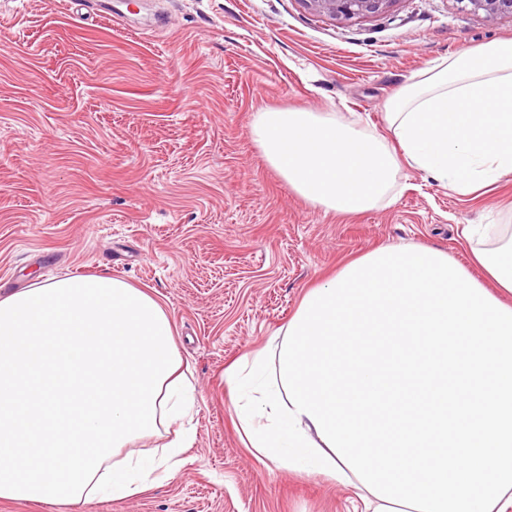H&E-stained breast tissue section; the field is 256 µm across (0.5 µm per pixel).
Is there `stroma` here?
I'll return each instance as SVG.
<instances>
[{
    "instance_id": "35a3bbf8",
    "label": "stroma",
    "mask_w": 512,
    "mask_h": 512,
    "mask_svg": "<svg viewBox=\"0 0 512 512\" xmlns=\"http://www.w3.org/2000/svg\"><path fill=\"white\" fill-rule=\"evenodd\" d=\"M0 0V293L108 275L168 314L196 387L176 478L78 512H348L322 476L262 464L224 372L287 324L303 294L385 243L467 261L465 224L512 225V177L460 196L412 169L394 203L313 207L251 136L256 112H337L384 133L415 72L512 38L457 0H397L338 23L302 0Z\"/></svg>"
}]
</instances>
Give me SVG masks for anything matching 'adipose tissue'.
<instances>
[{"label":"adipose tissue","instance_id":"adipose-tissue-1","mask_svg":"<svg viewBox=\"0 0 512 512\" xmlns=\"http://www.w3.org/2000/svg\"><path fill=\"white\" fill-rule=\"evenodd\" d=\"M382 110L384 136L302 110L257 112L252 136L326 212L376 208L405 166L470 194L512 176V39L437 60ZM462 235L465 264L394 245L345 263L225 371L259 462L352 489V512H512V228ZM182 365L166 312L125 280L0 296V499L75 506L175 478Z\"/></svg>","mask_w":512,"mask_h":512}]
</instances>
